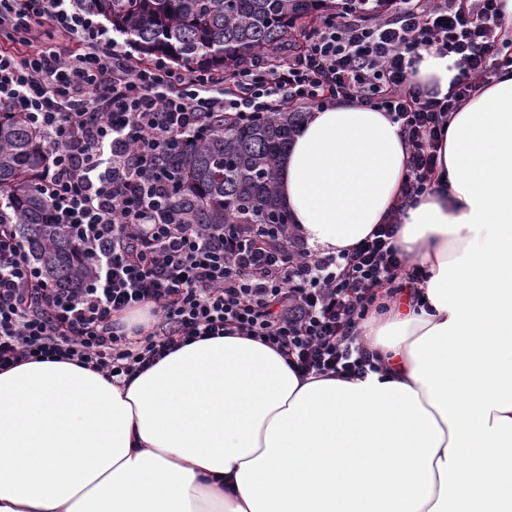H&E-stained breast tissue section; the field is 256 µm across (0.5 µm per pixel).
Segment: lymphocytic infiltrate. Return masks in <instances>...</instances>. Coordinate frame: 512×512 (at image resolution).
<instances>
[{
    "instance_id": "f902f5d3",
    "label": "lymphocytic infiltrate",
    "mask_w": 512,
    "mask_h": 512,
    "mask_svg": "<svg viewBox=\"0 0 512 512\" xmlns=\"http://www.w3.org/2000/svg\"><path fill=\"white\" fill-rule=\"evenodd\" d=\"M502 0H393L388 17L340 10L277 66L224 74L159 59L136 66L75 0H0V107L25 113L48 148L38 184L93 274L49 281L0 224V370L68 360L131 381L169 353L216 336L282 351L302 376H363L380 361L359 325L423 273L376 225L347 251H312L292 226L164 223L155 157L207 131L213 113L247 122L352 99L390 112L407 151L404 198L430 187L442 130L495 73L512 71ZM77 38L76 50L60 39ZM455 55L446 94L411 80L424 50ZM147 310L150 322L128 325Z\"/></svg>"
}]
</instances>
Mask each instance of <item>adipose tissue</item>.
<instances>
[{"instance_id":"1","label":"adipose tissue","mask_w":512,"mask_h":512,"mask_svg":"<svg viewBox=\"0 0 512 512\" xmlns=\"http://www.w3.org/2000/svg\"><path fill=\"white\" fill-rule=\"evenodd\" d=\"M454 57L412 80L447 91ZM407 204L389 113L313 109L276 169L305 242L338 253L400 208L425 276L364 323L361 378H299L245 336L131 383L72 361L0 371V512H512V73L454 113Z\"/></svg>"}]
</instances>
